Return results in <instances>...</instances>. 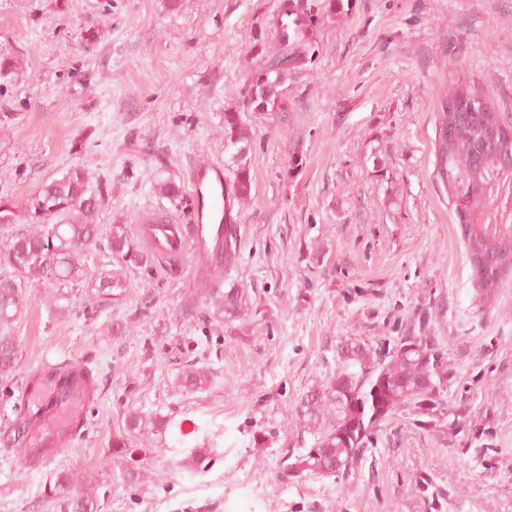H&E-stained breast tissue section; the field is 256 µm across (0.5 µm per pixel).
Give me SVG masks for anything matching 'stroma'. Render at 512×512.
Wrapping results in <instances>:
<instances>
[{"label":"stroma","instance_id":"stroma-1","mask_svg":"<svg viewBox=\"0 0 512 512\" xmlns=\"http://www.w3.org/2000/svg\"><path fill=\"white\" fill-rule=\"evenodd\" d=\"M281 2L0 0L16 63L0 86V197L22 203L82 169L110 183L102 226L129 225L146 249L138 218L172 209L155 184L229 164L224 113L240 110L253 182L226 281L257 306L217 322L190 250L175 274L154 258L123 269L121 300L98 306L100 273L119 268L103 238L79 280L26 284L0 436L41 363L100 374L80 436L52 462L34 470L0 447V512H60L45 488L61 472L101 512H512V278L480 289L433 176L439 95L463 84L512 115V0H352L333 17L307 0L315 40L280 87L287 108L253 112L243 94L257 47L275 51L263 33ZM420 320L447 360V419L397 411L348 473L282 477L313 441L287 415L335 376L337 344L392 342ZM188 365L207 387L179 386ZM129 409L168 425L117 456ZM195 448L205 470L188 464Z\"/></svg>","mask_w":512,"mask_h":512}]
</instances>
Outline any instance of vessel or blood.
<instances>
[{"mask_svg": "<svg viewBox=\"0 0 512 512\" xmlns=\"http://www.w3.org/2000/svg\"><path fill=\"white\" fill-rule=\"evenodd\" d=\"M189 184L198 200V224L188 240L189 245L221 239L224 195L228 186L223 168L216 163L195 166L189 172ZM55 371V365H42L25 385V400L38 403L42 409L33 436V445L37 448L67 444L71 426L84 415L87 401L84 383L74 382L67 395H60L52 381Z\"/></svg>", "mask_w": 512, "mask_h": 512, "instance_id": "vessel-or-blood-1", "label": "vessel or blood"}]
</instances>
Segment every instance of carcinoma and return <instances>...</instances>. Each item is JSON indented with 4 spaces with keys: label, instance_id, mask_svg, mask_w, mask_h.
Listing matches in <instances>:
<instances>
[{
    "label": "carcinoma",
    "instance_id": "carcinoma-1",
    "mask_svg": "<svg viewBox=\"0 0 512 512\" xmlns=\"http://www.w3.org/2000/svg\"><path fill=\"white\" fill-rule=\"evenodd\" d=\"M313 16L302 3L284 0L279 13L268 23L266 37L279 46L278 55L269 58L263 51L256 53L258 64L253 70L252 83L247 90L246 104L257 112H282L285 100L268 95L269 87H279L288 70L307 62L308 48L313 38ZM477 94L460 95L456 88L438 98L435 112V178L448 191L456 221L465 222L467 235L463 238L474 279L482 288L497 286L504 278L512 277V224H480L472 220L473 213H484L493 195L500 187L502 175L494 165L493 153L479 171H474L471 139L463 136L453 149H448V99L459 100L463 109L471 113L472 133L481 124L498 117L512 125V119L502 113L478 112ZM251 133L240 112H224V148H235L233 180L229 181L232 204H239L250 195L252 176L247 164V147ZM159 194L169 199L184 216L196 218L195 196L187 194L174 181L159 183ZM107 191L90 184L84 171L73 168L62 177L46 182L32 192L19 206L6 199L0 200V226L21 224L7 243L0 247V265L11 267L20 280L33 281L53 278L76 281L82 277L80 257L101 233L99 216L106 204ZM112 256L123 267H139L147 262V255L132 241L128 225L113 224L107 234ZM494 239L503 246L502 259L479 263L472 246L483 240ZM237 225L232 212H225L224 240L219 258L208 253H197L200 281L208 285L207 297L214 308V316L229 326L251 314L255 307L246 289L235 284L224 290V274L238 257ZM125 279L112 271L100 277L96 298L111 302L121 296ZM22 288L15 282L0 283V328L12 324L21 314ZM369 337L348 339L336 346L338 371L322 389L305 394L292 418L314 437L311 447L298 454L295 461L284 466L283 475L296 477L310 472L320 477L345 474L360 461L362 452L370 443L371 435L396 411L405 407L416 417L424 418L422 425L438 421L442 414L443 397L448 391V367L437 350L433 337L426 335L425 324L406 329L397 337L394 347L383 352ZM17 345L14 339L0 334V376L11 374L17 363ZM95 369L84 366L78 375L65 366L59 369L56 383L67 390L73 381L83 378L90 392H95ZM180 385L190 390H201L209 382V372L187 368L178 377ZM38 417L18 415L12 432L0 443L19 453L30 468L41 465L46 448H28L25 438L36 427ZM166 420L148 417L130 409L124 418L126 435L142 436L161 429ZM69 478L59 475L49 488L51 497L62 502L60 512H99L95 497L68 495Z\"/></svg>",
    "mask_w": 512,
    "mask_h": 512
}]
</instances>
